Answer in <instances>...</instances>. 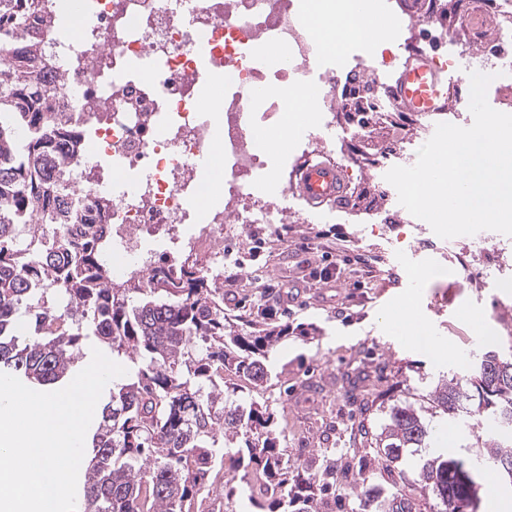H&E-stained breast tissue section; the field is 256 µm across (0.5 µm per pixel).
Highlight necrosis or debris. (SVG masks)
Masks as SVG:
<instances>
[{"label":"necrosis or debris","mask_w":512,"mask_h":512,"mask_svg":"<svg viewBox=\"0 0 512 512\" xmlns=\"http://www.w3.org/2000/svg\"><path fill=\"white\" fill-rule=\"evenodd\" d=\"M311 0H90L72 32L46 33L65 99L86 112V154L71 173L75 194L106 199L112 245L104 259L122 282L152 260L149 241L202 258V272L224 285L223 251L212 242L223 212H200L205 174L193 165L219 158L225 204L240 235L277 223L279 205L262 199L258 179L270 159L250 150L260 129L304 130L317 144L325 114L351 94L329 87ZM486 27L500 37L482 53L469 36H443L439 63L466 73H512V0H489ZM218 98L205 101V80ZM306 95L309 111H289L282 90Z\"/></svg>","instance_id":"1"}]
</instances>
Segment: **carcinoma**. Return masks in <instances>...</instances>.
I'll return each mask as SVG.
<instances>
[{"label": "carcinoma", "mask_w": 512, "mask_h": 512, "mask_svg": "<svg viewBox=\"0 0 512 512\" xmlns=\"http://www.w3.org/2000/svg\"><path fill=\"white\" fill-rule=\"evenodd\" d=\"M35 18L44 29L60 21L41 0H0V373L53 391L91 336L135 365L128 382L112 384L92 435L83 512H193L209 474L227 460L251 469L256 484L279 488L271 500L252 491L261 512H321L336 493V455L324 456L318 473L290 468L274 413L224 381H268L267 358L288 325L266 309L261 328L240 331L209 277L179 257L158 258L133 286L112 283L103 257L112 225L87 223L84 202L73 196L81 129L76 109L50 83ZM372 100L343 99L340 111L364 127ZM21 313L33 327L24 341ZM462 416L512 434V354L485 350L468 377L444 376L414 401L392 404L378 430L360 428L397 485L375 512H416L417 485L436 512H479L487 477L512 486V440L493 436L477 438L473 457L420 459L417 479L406 481V450L431 447L433 420Z\"/></svg>", "instance_id": "carcinoma-1"}]
</instances>
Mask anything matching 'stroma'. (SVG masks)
<instances>
[{
  "label": "stroma",
  "mask_w": 512,
  "mask_h": 512,
  "mask_svg": "<svg viewBox=\"0 0 512 512\" xmlns=\"http://www.w3.org/2000/svg\"><path fill=\"white\" fill-rule=\"evenodd\" d=\"M254 145L279 159L277 182L265 191L267 200L282 204L284 213L263 235L277 241L284 258L262 256L243 265H225L224 286L215 295L238 296L236 304L225 306L226 317L248 331L258 327L250 310L264 304L268 290L281 284L284 264L316 273L324 268L315 245L323 231L335 232L344 249L374 259L377 267L371 283L359 284L354 274L340 279L331 300H321L325 286L319 283L305 289L300 302L278 301L281 322L311 323L319 331L306 338L288 336L271 351L270 378L250 393L273 411L277 429L284 432L280 448L289 463L318 472L327 448L344 458L371 457L366 477L336 471L338 493L326 501L324 512H350L353 502L347 494L361 481L379 490L390 487L373 449L358 435L360 426L382 423L383 402L407 398L411 389L439 376L461 375L484 337H496L499 350L512 348V337L500 324L501 318H512V278L468 281L457 265L458 255L467 253L480 266H512V252L500 253L475 234L452 238L446 255L430 257L418 247L421 238L433 234L425 221L406 223L405 208L393 200L363 199L365 187L378 181L377 171L366 167L347 172L350 198L342 210L327 205L312 209L286 193L293 162L282 159L279 136L260 132ZM355 195L360 198L356 204L351 201ZM418 269L428 271L429 278L416 284L412 278ZM443 346L447 357L435 356L434 348ZM251 480L240 469L214 475L209 512H222L227 505L234 512H253Z\"/></svg>",
  "instance_id": "35a3bbf8"
}]
</instances>
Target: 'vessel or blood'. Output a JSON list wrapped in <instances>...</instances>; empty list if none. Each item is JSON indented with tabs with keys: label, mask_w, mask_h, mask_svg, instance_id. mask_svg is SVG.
<instances>
[{
	"label": "vessel or blood",
	"mask_w": 512,
	"mask_h": 512,
	"mask_svg": "<svg viewBox=\"0 0 512 512\" xmlns=\"http://www.w3.org/2000/svg\"><path fill=\"white\" fill-rule=\"evenodd\" d=\"M399 24L412 28V36L402 48L397 69L387 83L378 85L386 106L393 112L422 125L436 116L468 106L460 77L450 75L437 63V49L417 34V27L428 20L447 16L449 30L481 27L484 0H470L462 13L443 14L436 0H389ZM344 169L335 161L306 158L295 167L290 190L310 207L338 204L347 196Z\"/></svg>",
	"instance_id": "b4317fda"
}]
</instances>
